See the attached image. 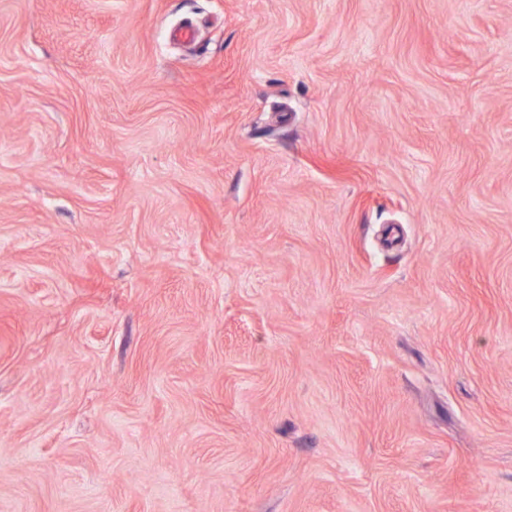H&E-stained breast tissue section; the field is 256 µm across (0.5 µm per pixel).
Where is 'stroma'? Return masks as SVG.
<instances>
[{
	"label": "stroma",
	"mask_w": 512,
	"mask_h": 512,
	"mask_svg": "<svg viewBox=\"0 0 512 512\" xmlns=\"http://www.w3.org/2000/svg\"><path fill=\"white\" fill-rule=\"evenodd\" d=\"M0 512H512V0H0Z\"/></svg>",
	"instance_id": "stroma-1"
}]
</instances>
